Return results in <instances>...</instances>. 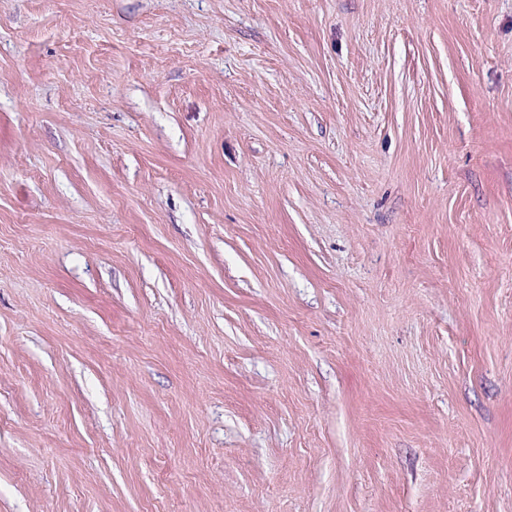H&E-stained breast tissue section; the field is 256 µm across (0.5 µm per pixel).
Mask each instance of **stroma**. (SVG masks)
Instances as JSON below:
<instances>
[{"label": "stroma", "instance_id": "1", "mask_svg": "<svg viewBox=\"0 0 512 512\" xmlns=\"http://www.w3.org/2000/svg\"><path fill=\"white\" fill-rule=\"evenodd\" d=\"M0 512H512V0H0Z\"/></svg>", "mask_w": 512, "mask_h": 512}]
</instances>
